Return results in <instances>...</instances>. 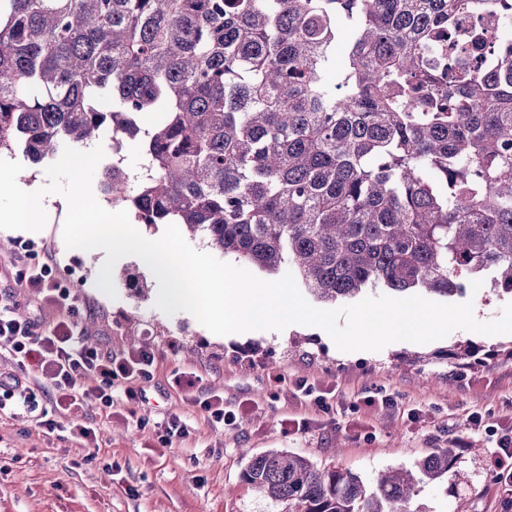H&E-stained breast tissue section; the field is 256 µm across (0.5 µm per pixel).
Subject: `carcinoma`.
Here are the masks:
<instances>
[{"label":"carcinoma","mask_w":512,"mask_h":512,"mask_svg":"<svg viewBox=\"0 0 512 512\" xmlns=\"http://www.w3.org/2000/svg\"><path fill=\"white\" fill-rule=\"evenodd\" d=\"M477 3L512 23V0H0V151L129 138L139 174L105 163L104 195L320 302L512 297V42L457 32ZM455 458L369 484L273 449L241 479L288 512H423Z\"/></svg>","instance_id":"obj_1"}]
</instances>
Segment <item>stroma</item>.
Instances as JSON below:
<instances>
[{
	"label": "stroma",
	"mask_w": 512,
	"mask_h": 512,
	"mask_svg": "<svg viewBox=\"0 0 512 512\" xmlns=\"http://www.w3.org/2000/svg\"><path fill=\"white\" fill-rule=\"evenodd\" d=\"M66 214L56 206L42 234L10 236L0 266L33 264L43 249L52 250L55 279L85 303L81 322L89 338L118 354L151 344L158 367L145 402H127L116 386L111 410L84 406L98 430L95 449L70 436L67 417L57 416L50 431L37 414L0 411V512H282L241 481L252 457L284 449L370 481L461 438L468 445L458 449L447 485L425 486L418 502L425 512H494V443L470 432L467 420L475 411L490 425L512 417V334L456 330L377 352L340 351L323 329L297 324L216 336L186 313L157 309L158 282L136 257L114 265L115 296L101 294L93 286L95 258L64 244ZM465 341L498 355L465 366L435 359L436 351ZM177 371L199 374L201 392L223 396L235 423L212 425L192 393L171 387ZM302 379L335 392L332 413L300 403L295 383ZM375 390L394 396L400 413L369 411L361 398ZM172 415L189 434L165 445L161 425ZM289 415L312 418L309 432L281 431L279 421Z\"/></svg>",
	"instance_id": "35a3bbf8"
}]
</instances>
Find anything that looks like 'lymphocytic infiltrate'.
Listing matches in <instances>:
<instances>
[{
	"mask_svg": "<svg viewBox=\"0 0 512 512\" xmlns=\"http://www.w3.org/2000/svg\"><path fill=\"white\" fill-rule=\"evenodd\" d=\"M54 261L44 253L42 263L20 266L14 276V287L0 291V341H6L17 368L50 375L53 380L52 407L72 413L95 401L102 408L112 406V388L124 383L127 401H142V386L152 381L157 366L155 350L143 345L128 354H116L87 342V334L74 313L81 299L72 289L51 284ZM51 285L61 305V319L47 330H39L34 322L15 317L20 289ZM495 449L489 458L496 485L497 512H512V423L494 429Z\"/></svg>",
	"mask_w": 512,
	"mask_h": 512,
	"instance_id": "lymphocytic-infiltrate-1",
	"label": "lymphocytic infiltrate"
}]
</instances>
